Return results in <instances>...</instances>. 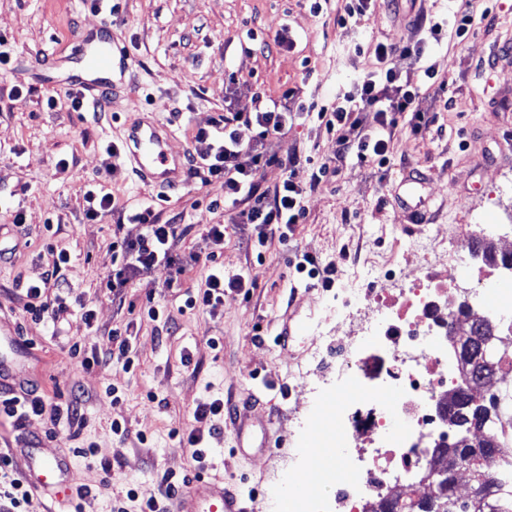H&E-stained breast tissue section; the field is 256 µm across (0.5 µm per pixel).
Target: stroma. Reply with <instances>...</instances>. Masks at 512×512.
Wrapping results in <instances>:
<instances>
[{"label":"stroma","instance_id":"1","mask_svg":"<svg viewBox=\"0 0 512 512\" xmlns=\"http://www.w3.org/2000/svg\"><path fill=\"white\" fill-rule=\"evenodd\" d=\"M344 0H328L321 14L307 0H119L116 40L131 47L130 68L114 74L117 93L107 109L69 110L65 91L46 84L34 72L39 50H70L77 34L105 16L81 7L79 0H0V34L12 50L0 72V319L13 324L29 342L32 359L5 387L37 386L55 403L83 390L81 427L51 426L32 419L15 428L0 418V443L12 448L47 444L69 457L73 486L88 496L85 512H112L123 500L126 512H139V495L154 493L164 474L175 480L203 470L224 480L245 499L248 512H282L301 486L289 459L314 443L297 420L307 410L303 372L319 343L326 305L352 279L400 280L421 257L419 246L435 242L459 287H468L464 256L474 249L475 229L496 225V242L512 241V156L502 154L512 137V0H467L481 15L493 7V20L477 24L466 41L455 37L432 47L429 62L441 92H428L422 103L434 116L429 130L414 132L400 118L390 144L385 175L348 158L335 176L324 180L306 200L307 215L288 244L272 243L263 256L242 243L251 228L228 229L220 257L227 272L252 271L258 286L250 295L226 293L217 317L186 308L189 292L205 281L203 264L190 267L179 289L165 286L167 272L157 269L158 321L140 317L143 283L126 291L128 306L117 309L105 286L112 270V217L90 222L83 217V193L103 169L104 147L118 142L128 125L157 117L174 132L172 153L192 149V133L225 107L252 112L257 98H275L300 89L319 102L333 101L339 88L371 69L369 53L349 51V41L369 45L390 37L411 43L418 34L411 16L452 15L455 0H401L391 7L378 0L369 19L346 33L336 25ZM288 29L291 49L272 39ZM264 36L266 45L244 54L247 30ZM241 72L246 87L227 94L231 72ZM21 98H13L14 88ZM55 109H48V99ZM279 155L317 159L332 156L330 135L314 122L296 120L278 136ZM68 160L61 170L59 160ZM118 205L133 208L153 199L162 220L193 225L182 246L198 247L197 230L224 221L211 200L224 196L222 182H186L176 192L146 186L122 167L112 183ZM24 227L12 225L16 211ZM59 220L58 232L45 229L46 218ZM67 250L65 277L71 286V313L52 323L26 314L16 280L38 282L52 261V248ZM308 253L320 264L336 266L334 287L313 284L296 272L294 253ZM93 309L99 327L128 328L136 366L105 363L83 370L73 345L90 350L97 341L81 322L83 307ZM217 347H209L208 339ZM223 399L247 404L243 435L221 429L207 438L204 466H196L178 434L192 423L198 403ZM128 432H112L113 421ZM95 445L92 455L83 454ZM110 486H103L104 475Z\"/></svg>","mask_w":512,"mask_h":512}]
</instances>
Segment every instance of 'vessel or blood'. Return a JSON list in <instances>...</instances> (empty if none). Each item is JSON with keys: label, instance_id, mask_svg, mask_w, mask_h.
<instances>
[{"label": "vessel or blood", "instance_id": "b4317fda", "mask_svg": "<svg viewBox=\"0 0 512 512\" xmlns=\"http://www.w3.org/2000/svg\"><path fill=\"white\" fill-rule=\"evenodd\" d=\"M129 49L115 41L110 23L103 22L90 30H82L75 40L70 56L52 52L42 57V76L55 77L63 68L71 73L65 86L78 88L95 101L111 100L114 70H127ZM172 130L157 121H144L128 127L121 141L122 158L148 185L166 190L179 188L184 182L186 163L183 156L169 152ZM19 470L39 496L60 502L70 482L66 457L48 449L21 453ZM170 512H245L242 498L223 482L200 475L176 497Z\"/></svg>", "mask_w": 512, "mask_h": 512}]
</instances>
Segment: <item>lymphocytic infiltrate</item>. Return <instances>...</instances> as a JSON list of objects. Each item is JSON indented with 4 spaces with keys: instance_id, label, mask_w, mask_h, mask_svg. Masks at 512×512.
<instances>
[{
    "instance_id": "lymphocytic-infiltrate-1",
    "label": "lymphocytic infiltrate",
    "mask_w": 512,
    "mask_h": 512,
    "mask_svg": "<svg viewBox=\"0 0 512 512\" xmlns=\"http://www.w3.org/2000/svg\"><path fill=\"white\" fill-rule=\"evenodd\" d=\"M443 26L433 23L425 37L413 44L388 39L372 47L375 63L371 70L355 81L349 89L337 93L335 102L327 105L304 100L297 89L289 88L279 99L261 103L256 111L243 113L225 109L224 113L210 118L205 125L197 126L193 135L187 176L192 180L224 183L223 200H212V207H223L232 224H249L255 236L249 245L262 250L271 242L287 243L295 225L306 217L305 201L328 174L333 173L334 163L342 162L348 155H355L361 164L383 169L390 164V142L398 126V118L408 115L414 132H421L432 125L434 118L419 106L423 86L435 77L433 66L427 65L426 54L430 45L440 43ZM373 113V124H365V113ZM306 116L317 121L327 134L333 135L334 159L309 163L306 172H299V158H280L271 151H258L257 146L243 145L239 138L240 126H256L259 143L282 134L290 121ZM107 158L103 166V179L89 184L85 194L84 215L95 221L118 208L105 181L118 171L121 154L117 144L105 148ZM281 167L286 176L281 183L271 187L261 183L264 167ZM127 221L140 225L137 238L123 237L120 231L112 233V271L105 286L113 302L124 304L125 290L134 280L150 277L157 268L168 272L166 287L179 284L189 266L205 263L208 275L203 286L188 295L189 309L217 316L224 305L226 292L248 293L256 288L258 280L250 273L226 274L218 255L224 248L225 226L206 225L200 232L203 246L200 251L182 254L178 244L191 231L187 224H170L160 220L152 206L145 205L126 215ZM70 262L66 251H59L44 281L28 283L23 287L25 310L32 319L44 316L52 319L68 314L70 286L64 270ZM114 362L131 368L134 364L132 346L120 329L107 333L105 342L92 347L84 357V369ZM78 403L50 404L37 390L28 389L24 394L0 399V417L22 427L33 418L46 420L50 425L78 424ZM224 402L216 399L203 402L193 411L194 427L182 434V440L192 450L195 462H203L205 433H216L214 417L223 415ZM31 493L23 480L13 452L0 448V512H26Z\"/></svg>"
}]
</instances>
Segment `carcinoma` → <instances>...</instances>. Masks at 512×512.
<instances>
[{
	"instance_id": "1",
	"label": "carcinoma",
	"mask_w": 512,
	"mask_h": 512,
	"mask_svg": "<svg viewBox=\"0 0 512 512\" xmlns=\"http://www.w3.org/2000/svg\"><path fill=\"white\" fill-rule=\"evenodd\" d=\"M474 355L480 361L466 366L470 379L479 382L494 375L495 346L477 344ZM495 407L494 399L480 402L461 391L448 396L450 423L465 430V434L454 438V442L435 452L448 456L447 465L435 474L428 484L437 487V494L417 500L399 502L393 500L380 506V512H512V490L499 489L483 464L498 447L496 436L491 432L490 409ZM477 430L485 432L484 438L474 445L468 434ZM469 471L470 495L461 499L455 496L456 474L460 468Z\"/></svg>"
}]
</instances>
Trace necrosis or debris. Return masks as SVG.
<instances>
[{
	"label": "necrosis or debris",
	"instance_id": "obj_1",
	"mask_svg": "<svg viewBox=\"0 0 512 512\" xmlns=\"http://www.w3.org/2000/svg\"><path fill=\"white\" fill-rule=\"evenodd\" d=\"M505 267L471 262L469 297L451 302L455 277L422 255L398 292L378 285L347 283L336 303L335 324H324L317 354L326 371L316 377L304 417L307 430L326 428V447L337 449L332 470L317 456H298L306 477L289 496V512H368L381 501L415 500L429 494L421 482L393 477L432 466L434 446L448 443L452 426L445 404L462 386L450 335L469 329L472 313L489 300L507 320L498 345L496 376L512 388V292L490 291ZM494 428L504 445L488 458L494 480H512V403L499 404ZM404 421L403 432L392 429Z\"/></svg>",
	"mask_w": 512,
	"mask_h": 512
}]
</instances>
